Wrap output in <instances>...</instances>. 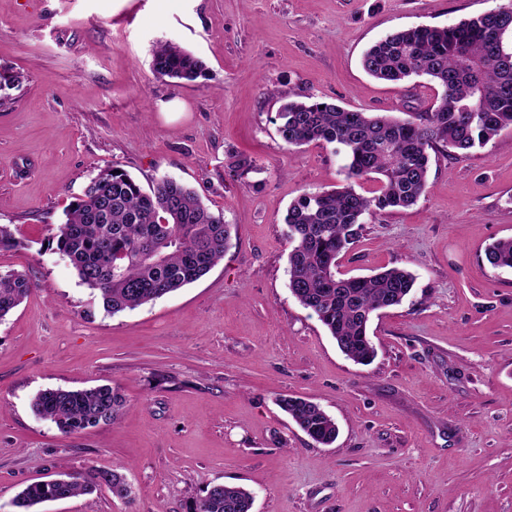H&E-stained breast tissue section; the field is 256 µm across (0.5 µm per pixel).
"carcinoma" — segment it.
<instances>
[{
    "label": "carcinoma",
    "instance_id": "carcinoma-1",
    "mask_svg": "<svg viewBox=\"0 0 512 512\" xmlns=\"http://www.w3.org/2000/svg\"><path fill=\"white\" fill-rule=\"evenodd\" d=\"M512 11L496 7L451 26H417L388 34L363 54L362 66L372 77L400 83L426 77L441 89L428 112L413 120L348 110L318 100L281 93L277 131L290 146L321 142L342 156L344 184L307 192L284 216L289 290L311 311L340 351L368 365L376 348L368 334L374 313L397 307L410 295L416 277L400 268L369 276H337L336 261L359 237L366 214L409 208L426 193L429 151L456 159L485 147L512 129ZM153 72L159 78L194 82L207 77L205 63L169 42L153 49ZM242 178L256 170L255 161L238 155L228 164ZM375 179L373 196L355 189L361 179ZM230 227L224 214L211 211L196 192L167 177L143 189L118 165L99 172L66 210V220L47 239V246L66 256L80 282L112 314L134 310L204 275L224 259ZM496 269H512V237L494 241L484 251ZM32 290L28 274L0 272V320ZM281 408L314 442L336 441L334 419L316 403L285 396ZM125 400L110 384L89 389H47L32 401L33 412L63 434H76L114 422ZM106 486L126 497L125 477L116 472L64 474L55 481L27 485L12 505L38 512L44 502L92 493ZM253 496L239 486L215 484L197 498L190 512H251Z\"/></svg>",
    "mask_w": 512,
    "mask_h": 512
}]
</instances>
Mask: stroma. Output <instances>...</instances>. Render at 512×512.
Listing matches in <instances>:
<instances>
[{
    "mask_svg": "<svg viewBox=\"0 0 512 512\" xmlns=\"http://www.w3.org/2000/svg\"><path fill=\"white\" fill-rule=\"evenodd\" d=\"M500 0H0V225L21 247L0 272L30 296L0 320V504L61 473L114 470L131 487L41 512H189L214 484L252 512H512V269L488 244L512 237V130L468 158L431 153L416 205L365 216L340 276L413 272L412 294L373 317L375 360L347 359L288 287L289 204L340 184L320 143L287 146L279 92L407 118L427 78L377 80L364 51L387 33L448 26ZM200 57L208 79H160L157 42ZM256 172L229 176L230 156ZM186 184L232 227L224 259L135 310H103L47 249L100 170ZM118 386L117 421L78 435L37 417L45 389ZM309 399L338 426L312 441L278 405ZM486 262L496 269H512V237L494 241L484 251Z\"/></svg>",
    "mask_w": 512,
    "mask_h": 512,
    "instance_id": "35a3bbf8",
    "label": "stroma"
}]
</instances>
